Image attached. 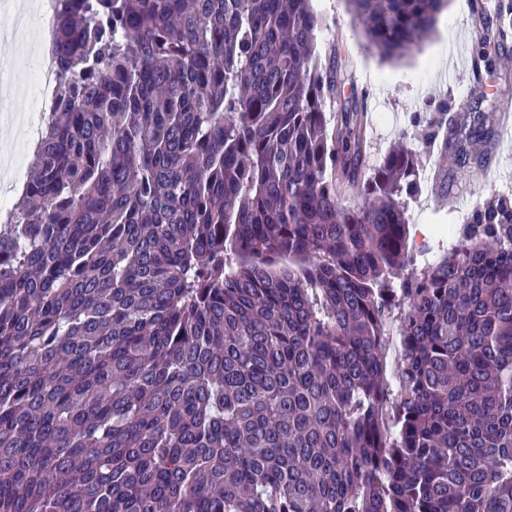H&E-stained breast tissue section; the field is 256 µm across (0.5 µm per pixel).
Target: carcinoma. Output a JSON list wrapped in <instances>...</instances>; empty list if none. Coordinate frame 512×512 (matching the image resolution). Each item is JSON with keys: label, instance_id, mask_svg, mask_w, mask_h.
Returning <instances> with one entry per match:
<instances>
[{"label": "carcinoma", "instance_id": "1", "mask_svg": "<svg viewBox=\"0 0 512 512\" xmlns=\"http://www.w3.org/2000/svg\"><path fill=\"white\" fill-rule=\"evenodd\" d=\"M56 2L0 219V512H512V196L418 266L417 155L368 167L312 0ZM443 2L348 0L386 58ZM494 109L422 140L464 166Z\"/></svg>", "mask_w": 512, "mask_h": 512}]
</instances>
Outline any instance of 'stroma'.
Listing matches in <instances>:
<instances>
[{
  "mask_svg": "<svg viewBox=\"0 0 512 512\" xmlns=\"http://www.w3.org/2000/svg\"><path fill=\"white\" fill-rule=\"evenodd\" d=\"M313 7L322 18L319 49H337L352 67L354 87L364 98L370 121L369 164H378L401 133L411 132L415 118L424 116L429 106L445 100L463 111H475L468 70L475 45L467 39V8L442 9L434 32L420 51L399 60H384L368 48L345 0H313ZM486 149L482 162L457 170L448 180L449 192L459 196L457 209L442 207L425 185L410 206L412 224L460 225L489 190L512 191V143L498 148L490 142Z\"/></svg>",
  "mask_w": 512,
  "mask_h": 512,
  "instance_id": "obj_1",
  "label": "stroma"
}]
</instances>
